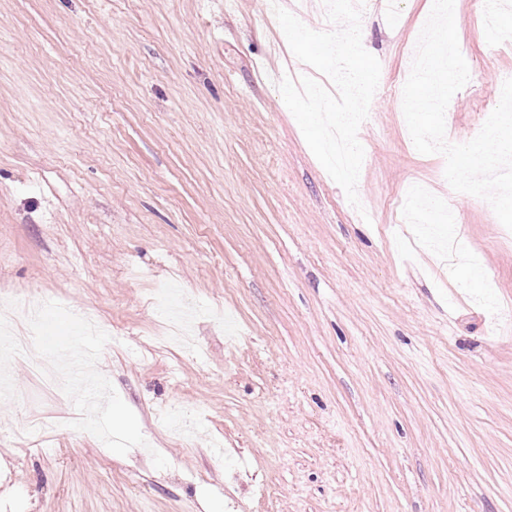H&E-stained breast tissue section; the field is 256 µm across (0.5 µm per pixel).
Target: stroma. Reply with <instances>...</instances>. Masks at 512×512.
I'll return each instance as SVG.
<instances>
[{
    "mask_svg": "<svg viewBox=\"0 0 512 512\" xmlns=\"http://www.w3.org/2000/svg\"><path fill=\"white\" fill-rule=\"evenodd\" d=\"M365 0L385 81L361 208L278 89L261 0H0V308L71 311L86 411L0 363V512H512V234L407 134L432 0ZM456 0L464 143L512 78V14ZM414 187L450 204L403 221Z\"/></svg>",
    "mask_w": 512,
    "mask_h": 512,
    "instance_id": "1",
    "label": "stroma"
}]
</instances>
